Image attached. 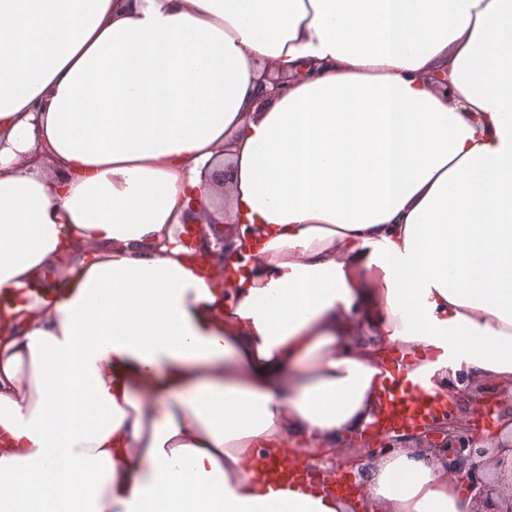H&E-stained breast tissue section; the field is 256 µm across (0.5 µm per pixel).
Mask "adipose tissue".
Here are the masks:
<instances>
[{
  "mask_svg": "<svg viewBox=\"0 0 512 512\" xmlns=\"http://www.w3.org/2000/svg\"><path fill=\"white\" fill-rule=\"evenodd\" d=\"M223 221L246 273L177 239ZM452 372L512 402V0H0V512H351L258 459Z\"/></svg>",
  "mask_w": 512,
  "mask_h": 512,
  "instance_id": "obj_1",
  "label": "adipose tissue"
}]
</instances>
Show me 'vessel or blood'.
Wrapping results in <instances>:
<instances>
[{
  "label": "vessel or blood",
  "mask_w": 512,
  "mask_h": 512,
  "mask_svg": "<svg viewBox=\"0 0 512 512\" xmlns=\"http://www.w3.org/2000/svg\"><path fill=\"white\" fill-rule=\"evenodd\" d=\"M447 411L448 402L443 395L419 382L405 384L395 380L383 392L377 424L384 430L421 427ZM260 471L264 478L280 484L293 483L303 476L300 466L280 456L263 458Z\"/></svg>",
  "instance_id": "b4317fda"
}]
</instances>
